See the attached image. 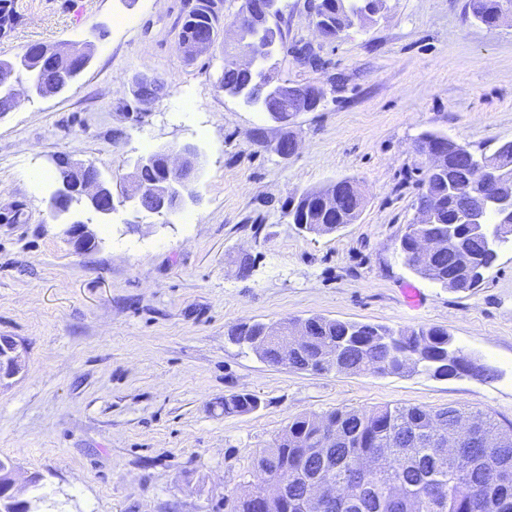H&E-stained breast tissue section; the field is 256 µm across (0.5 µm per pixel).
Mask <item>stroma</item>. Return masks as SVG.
<instances>
[{"instance_id": "obj_1", "label": "stroma", "mask_w": 512, "mask_h": 512, "mask_svg": "<svg viewBox=\"0 0 512 512\" xmlns=\"http://www.w3.org/2000/svg\"><path fill=\"white\" fill-rule=\"evenodd\" d=\"M187 3L13 0L21 22L0 36V58L38 43L92 47L71 88L20 96L0 118V336L22 360L0 380V457L17 486L39 475L43 512H230L257 481L256 457L302 414L455 406L512 424V249L466 292L417 276L398 249L415 219L422 134L477 153L512 140V22L485 26L467 0H387L325 41L310 0H281L286 48L271 73L325 91L284 128L220 88L233 32L186 60ZM305 46L318 65L302 60ZM146 75L166 83L150 106L133 94ZM286 132L298 141L287 159L274 151ZM184 143L202 154L196 204L163 216L116 205L93 217L86 252L50 221L55 157L92 161L117 195L130 159ZM344 178L364 197L355 223L312 236L283 218L288 197ZM316 315L444 328L497 376L304 372L227 336ZM242 390L260 408L225 414V395Z\"/></svg>"}]
</instances>
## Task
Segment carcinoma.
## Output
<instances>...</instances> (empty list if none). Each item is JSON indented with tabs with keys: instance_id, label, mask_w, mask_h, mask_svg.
Masks as SVG:
<instances>
[{
	"instance_id": "1",
	"label": "carcinoma",
	"mask_w": 512,
	"mask_h": 512,
	"mask_svg": "<svg viewBox=\"0 0 512 512\" xmlns=\"http://www.w3.org/2000/svg\"><path fill=\"white\" fill-rule=\"evenodd\" d=\"M512 0H468L471 15L487 22L496 19ZM216 0H195L185 14L180 38L193 40L203 28H217ZM314 8L320 25L337 31L345 11L363 10L364 0H316ZM9 22L15 28L21 16L12 0H0V26ZM252 34L269 31L267 19L256 11L243 18ZM86 53L70 59L68 68L51 48H30L15 61L14 74L31 81L37 79L48 93L71 85L70 74L83 66ZM263 79L260 70L240 69L228 63L219 80L228 95H246L257 90ZM253 105L267 113L285 109L307 112L312 101L307 97L287 100L275 97L254 100ZM134 181L146 190L163 184L166 174L158 163L139 168ZM355 181L348 178L336 188L330 184L322 191L306 190L289 200V223L307 233L328 234L357 216L350 214V192ZM480 188L470 170L449 161L440 172L427 171L420 181L418 195L437 199L435 219L421 231L438 236H457L475 259L485 252L483 240L467 232L465 209L479 201ZM405 264L417 275L450 290L448 253L437 256L408 255L409 247H400ZM310 338L300 348L283 352L281 345L266 342L255 347L268 325L254 323L233 327L228 335L270 365H288L312 372L401 374L421 372L440 378L447 373L448 352L454 345L447 331L438 327L393 329L386 325L350 322L322 316L305 319ZM426 349L419 363L409 366L405 359L419 346ZM261 401L249 392L224 397V414L243 415L257 410ZM471 421L474 432L463 448L449 449L441 442V433L458 420ZM329 423L340 432L336 446L317 451L321 424ZM492 442L493 447L485 444ZM382 451V467L372 473L356 468L358 458ZM257 483L232 501L230 512H301V500L307 484L328 479L336 485V499L326 503L324 512H512V481L502 483L490 475L494 468L512 474V424L504 428L489 414L448 406L426 410L419 406H385L373 411L336 408L322 416L302 415L256 459ZM288 481V496L263 498L272 483Z\"/></svg>"
}]
</instances>
